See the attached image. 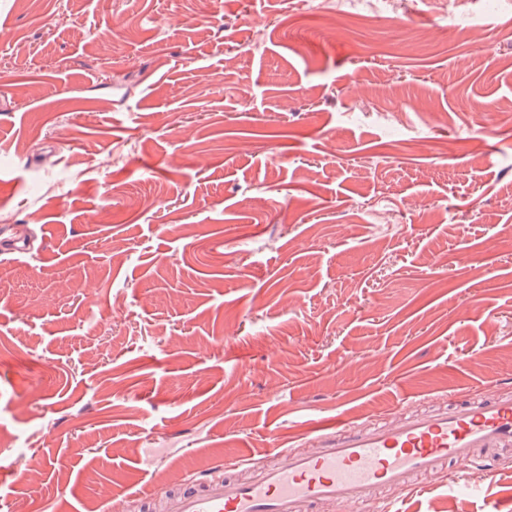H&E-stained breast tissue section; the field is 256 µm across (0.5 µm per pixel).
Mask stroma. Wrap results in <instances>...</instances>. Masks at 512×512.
<instances>
[{
	"mask_svg": "<svg viewBox=\"0 0 512 512\" xmlns=\"http://www.w3.org/2000/svg\"><path fill=\"white\" fill-rule=\"evenodd\" d=\"M322 9L0 0V512H146L323 421L512 391V0ZM488 457L481 496L383 498L512 512Z\"/></svg>",
	"mask_w": 512,
	"mask_h": 512,
	"instance_id": "1",
	"label": "stroma"
}]
</instances>
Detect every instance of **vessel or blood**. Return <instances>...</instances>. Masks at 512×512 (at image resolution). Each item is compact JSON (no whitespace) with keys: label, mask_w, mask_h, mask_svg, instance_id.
I'll use <instances>...</instances> for the list:
<instances>
[{"label":"vessel or blood","mask_w":512,"mask_h":512,"mask_svg":"<svg viewBox=\"0 0 512 512\" xmlns=\"http://www.w3.org/2000/svg\"><path fill=\"white\" fill-rule=\"evenodd\" d=\"M316 451L281 453L275 464L252 462L236 477V458L192 477L169 493L164 512H312L322 503L382 505L383 489H410L448 464L472 466L480 450L512 447V393L449 404L400 422L318 424Z\"/></svg>","instance_id":"vessel-or-blood-1"}]
</instances>
